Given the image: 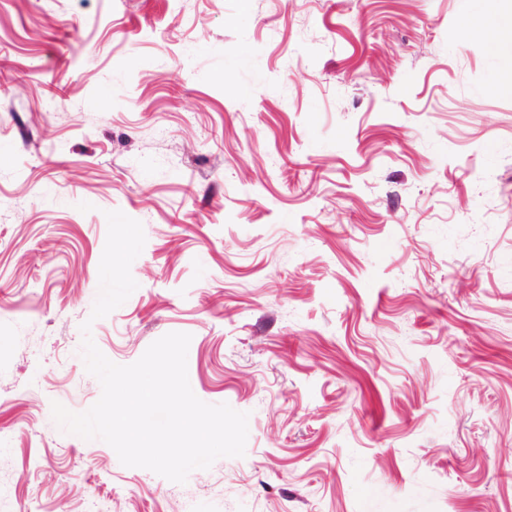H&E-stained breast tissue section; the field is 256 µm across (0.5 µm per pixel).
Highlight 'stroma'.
Instances as JSON below:
<instances>
[{
	"label": "stroma",
	"instance_id": "obj_1",
	"mask_svg": "<svg viewBox=\"0 0 512 512\" xmlns=\"http://www.w3.org/2000/svg\"><path fill=\"white\" fill-rule=\"evenodd\" d=\"M512 0H0V512H512ZM137 289L90 320L105 214ZM190 334L244 457L61 431ZM473 27L484 41L485 45L493 51H512V18H505L497 13H483L473 19Z\"/></svg>",
	"mask_w": 512,
	"mask_h": 512
}]
</instances>
